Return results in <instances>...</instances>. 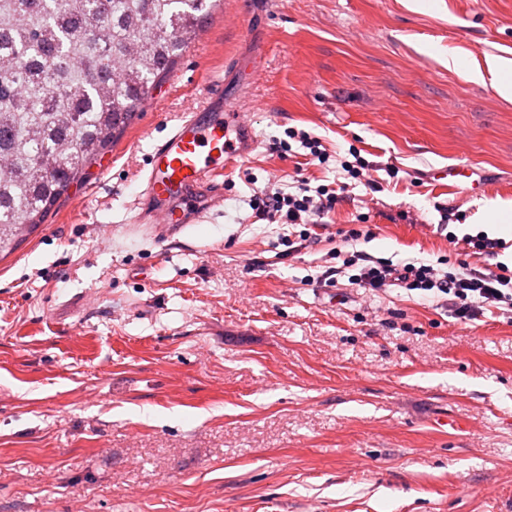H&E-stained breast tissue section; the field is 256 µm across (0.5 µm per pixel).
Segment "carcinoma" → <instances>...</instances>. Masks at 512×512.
<instances>
[{
  "label": "carcinoma",
  "instance_id": "carcinoma-1",
  "mask_svg": "<svg viewBox=\"0 0 512 512\" xmlns=\"http://www.w3.org/2000/svg\"><path fill=\"white\" fill-rule=\"evenodd\" d=\"M218 0H0V253L110 148Z\"/></svg>",
  "mask_w": 512,
  "mask_h": 512
}]
</instances>
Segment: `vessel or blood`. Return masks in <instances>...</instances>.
<instances>
[{"instance_id":"b4317fda","label":"vessel or blood","mask_w":512,"mask_h":512,"mask_svg":"<svg viewBox=\"0 0 512 512\" xmlns=\"http://www.w3.org/2000/svg\"><path fill=\"white\" fill-rule=\"evenodd\" d=\"M259 146L238 111L224 109V81L215 79L193 111L182 114L147 155L133 223L171 238L204 223L224 206V177L232 162Z\"/></svg>"}]
</instances>
